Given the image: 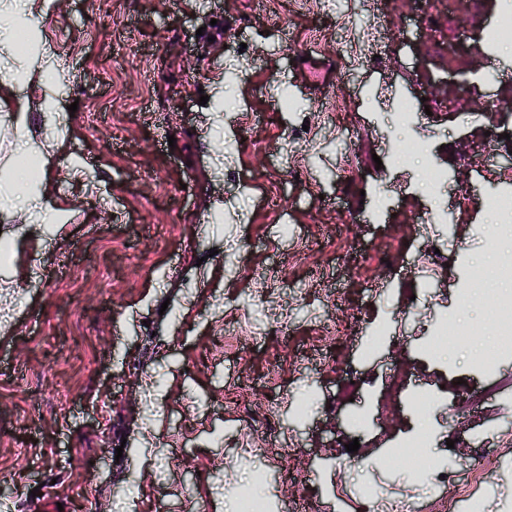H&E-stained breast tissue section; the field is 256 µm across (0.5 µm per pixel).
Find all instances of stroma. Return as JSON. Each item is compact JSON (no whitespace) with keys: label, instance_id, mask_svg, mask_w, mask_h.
Listing matches in <instances>:
<instances>
[{"label":"stroma","instance_id":"stroma-1","mask_svg":"<svg viewBox=\"0 0 512 512\" xmlns=\"http://www.w3.org/2000/svg\"><path fill=\"white\" fill-rule=\"evenodd\" d=\"M433 11L409 0H36L31 20L41 44L0 40V512H32L50 501L65 512H239L254 471L280 507L303 483L343 475L330 452L347 413L365 407L339 390L329 361L368 343L372 326L326 347L327 363L290 377L285 361L302 337L354 306L377 308L393 346L364 370H406V341L424 335L434 311L412 262L428 232L448 266L436 283L456 323L489 312L512 276L483 237L485 198L506 192L491 173L475 174L466 147L489 141L494 121L476 103L418 113L398 125L393 96L457 98L447 57L431 50ZM386 32L381 70L346 71L309 47L347 43L368 26ZM247 46L246 77L227 81ZM468 69L512 101V47L484 58L479 39L457 47ZM117 55L115 71L102 58ZM298 100L282 109V90ZM359 111L335 118L333 94ZM207 104H200L201 95ZM76 112H69V105ZM313 129L289 146V130ZM262 140L254 150V140ZM428 143L448 171L436 196L414 191L419 164L393 165L395 144ZM289 150V169L273 159ZM32 173L12 189L20 167ZM470 190L467 221L425 224L438 205L456 211ZM387 207L367 216L377 199ZM354 212L352 224L336 217ZM275 282V300L249 295ZM303 288L315 289L300 297ZM475 291L460 306L462 289ZM288 338L274 337L280 317ZM22 379L24 392L13 389ZM291 382L296 400L281 398ZM258 385L279 423L303 449L300 476L262 455L230 454L242 428L224 407L230 384ZM91 483L92 504L73 498Z\"/></svg>","mask_w":512,"mask_h":512}]
</instances>
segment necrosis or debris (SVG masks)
Wrapping results in <instances>:
<instances>
[{
    "mask_svg": "<svg viewBox=\"0 0 512 512\" xmlns=\"http://www.w3.org/2000/svg\"><path fill=\"white\" fill-rule=\"evenodd\" d=\"M476 33L487 56H494L505 45L512 44V0H505L496 16H488L486 0H448L447 27L441 37L445 48H452L463 32ZM485 209L495 218L489 237L491 249L498 252L501 266L512 265V193L490 197ZM491 335L496 339L493 352L478 359L483 375L468 391L465 399H457L446 388L455 372L448 366L449 348ZM416 365L410 375H362L358 360L338 365L336 376L342 383L358 382L370 402L369 410L355 419L341 435L333 456L337 471L351 469L357 453L347 451L353 440L375 439L379 424L392 408L404 409L408 419L391 438L388 447L377 449L364 458L370 470L398 460L411 470L420 487L419 493L375 482L358 489L340 487L346 498L347 512H451L456 503H464L467 512H489L488 496L499 488L505 465L512 460V433L486 426L485 408H512V378L494 380L491 371L505 358H512V291L497 296L490 316L459 328L455 321L437 314L428 335L418 338L406 351ZM455 407L465 410L479 436L459 438L456 448H448L450 433L441 424L442 413ZM238 416L247 423L245 436L238 442L239 452L252 451V419L275 426L268 444L278 459L293 463L303 451L293 446L285 431L277 429V415L272 404L241 403Z\"/></svg>",
    "mask_w": 512,
    "mask_h": 512,
    "instance_id": "necrosis-or-debris-1",
    "label": "necrosis or debris"
}]
</instances>
